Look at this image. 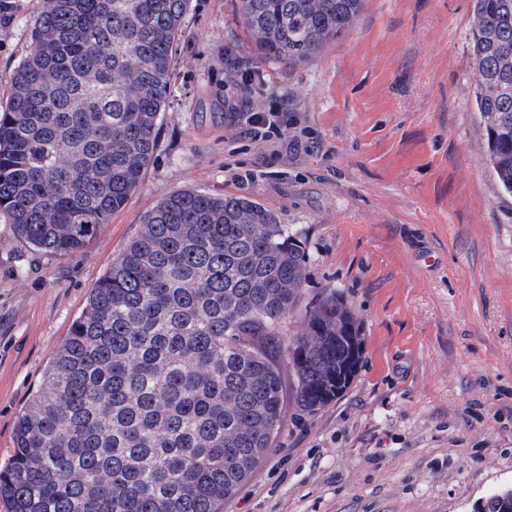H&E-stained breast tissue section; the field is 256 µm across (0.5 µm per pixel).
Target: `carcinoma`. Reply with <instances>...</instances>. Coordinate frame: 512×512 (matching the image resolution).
Masks as SVG:
<instances>
[{
    "mask_svg": "<svg viewBox=\"0 0 512 512\" xmlns=\"http://www.w3.org/2000/svg\"><path fill=\"white\" fill-rule=\"evenodd\" d=\"M189 0H44L0 113V212L36 252L97 236L153 160ZM270 57L302 63L363 0H236ZM475 107L512 194V0H473ZM297 234L248 196L161 200L92 288L19 413L0 498L11 512H219L272 447L293 352L298 405L337 398L361 325L336 291L305 303ZM312 329L319 348L299 345Z\"/></svg>",
    "mask_w": 512,
    "mask_h": 512,
    "instance_id": "obj_1",
    "label": "carcinoma"
}]
</instances>
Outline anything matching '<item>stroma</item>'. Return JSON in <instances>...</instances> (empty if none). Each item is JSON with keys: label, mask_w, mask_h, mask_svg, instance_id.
Here are the masks:
<instances>
[{"label": "stroma", "mask_w": 512, "mask_h": 512, "mask_svg": "<svg viewBox=\"0 0 512 512\" xmlns=\"http://www.w3.org/2000/svg\"><path fill=\"white\" fill-rule=\"evenodd\" d=\"M0 111L44 0H9ZM473 0H365L306 63L270 58L234 0H189L142 181L83 250L32 251L0 213V467L14 421L89 292L165 197L243 194L302 235L307 295L338 290L363 355L312 412L285 374L284 425L222 512H470L512 487V196L474 110ZM287 94L305 143L255 185L261 149L226 117L224 58Z\"/></svg>", "instance_id": "35a3bbf8"}]
</instances>
